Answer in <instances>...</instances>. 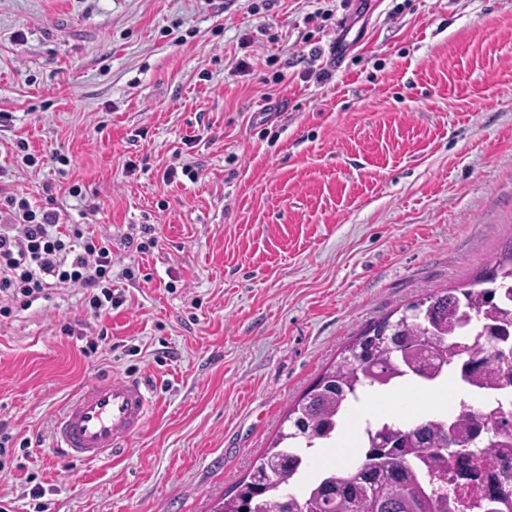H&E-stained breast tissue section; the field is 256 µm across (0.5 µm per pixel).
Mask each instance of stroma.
<instances>
[{
  "label": "stroma",
  "instance_id": "stroma-1",
  "mask_svg": "<svg viewBox=\"0 0 512 512\" xmlns=\"http://www.w3.org/2000/svg\"><path fill=\"white\" fill-rule=\"evenodd\" d=\"M1 112L0 187L111 238L124 298L0 317L8 512H212L365 327L512 239V0H0ZM107 377L144 431L72 463L55 417Z\"/></svg>",
  "mask_w": 512,
  "mask_h": 512
}]
</instances>
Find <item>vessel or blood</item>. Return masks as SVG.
I'll return each instance as SVG.
<instances>
[{
  "label": "vessel or blood",
  "mask_w": 512,
  "mask_h": 512,
  "mask_svg": "<svg viewBox=\"0 0 512 512\" xmlns=\"http://www.w3.org/2000/svg\"><path fill=\"white\" fill-rule=\"evenodd\" d=\"M149 406L148 391L139 380L89 383L58 413L55 446L74 463L100 460L140 433Z\"/></svg>",
  "instance_id": "obj_1"
}]
</instances>
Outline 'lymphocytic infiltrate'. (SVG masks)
I'll use <instances>...</instances> for the list:
<instances>
[{
    "instance_id": "f902f5d3",
    "label": "lymphocytic infiltrate",
    "mask_w": 512,
    "mask_h": 512,
    "mask_svg": "<svg viewBox=\"0 0 512 512\" xmlns=\"http://www.w3.org/2000/svg\"><path fill=\"white\" fill-rule=\"evenodd\" d=\"M55 198L32 205L0 189V317L32 305L57 287L82 292L94 317L123 303L112 288V241L62 220Z\"/></svg>"
}]
</instances>
